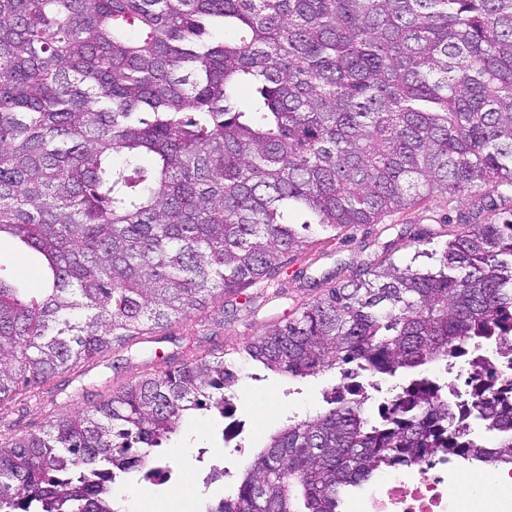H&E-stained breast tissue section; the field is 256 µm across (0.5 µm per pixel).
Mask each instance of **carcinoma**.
I'll use <instances>...</instances> for the list:
<instances>
[{
	"mask_svg": "<svg viewBox=\"0 0 512 512\" xmlns=\"http://www.w3.org/2000/svg\"><path fill=\"white\" fill-rule=\"evenodd\" d=\"M251 91L239 107L241 88ZM461 201L426 267L388 260L240 352L146 375L39 431L0 439V512H123L193 413L224 418L246 365L297 381L353 365L425 374L512 333V0H0V406L263 287L304 233ZM476 396L465 450L512 464V416ZM288 420L204 512H338L340 489L435 448L453 412L419 386ZM1 261L9 262L12 271L19 282L28 288H40L39 279L40 259L37 255L28 253L20 256L14 249L12 243L7 239H2L0 243Z\"/></svg>",
	"mask_w": 512,
	"mask_h": 512,
	"instance_id": "cac0c4a2",
	"label": "carcinoma"
}]
</instances>
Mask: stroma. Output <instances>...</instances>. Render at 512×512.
<instances>
[{"instance_id": "stroma-1", "label": "stroma", "mask_w": 512, "mask_h": 512, "mask_svg": "<svg viewBox=\"0 0 512 512\" xmlns=\"http://www.w3.org/2000/svg\"><path fill=\"white\" fill-rule=\"evenodd\" d=\"M458 210V203L433 198L392 217L393 228L385 233L380 232L378 225L360 224L315 234L307 253L291 260L286 273L277 277L270 287L247 288L233 305L223 295H215L209 304L192 311L167 331L157 332L133 346L131 354H110L81 363L56 377L51 390L40 397L23 395L1 407L0 435L10 437L39 430L59 414L74 412L132 380L200 355L222 352L227 357H236L265 325L294 318L304 304L321 296L323 290L381 260L388 258L399 265H424L422 250L441 249L456 234ZM338 378L334 370L296 382L272 373L260 381L242 377L235 388L240 397L235 417L253 422L258 398L271 393L275 400L266 409L265 423L244 434L245 448L238 453L223 446L224 421L197 416L203 434L188 454L180 455L174 447L163 451L166 458L176 462L178 484L192 488V500L173 499L166 487L157 486L151 494L142 496L140 512H187L190 503L201 505L226 493L229 480L203 485L202 479L210 465L222 462L232 471H240L243 458L259 451L277 424L293 416L302 418L324 411L323 394Z\"/></svg>"}]
</instances>
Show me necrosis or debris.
I'll return each mask as SVG.
<instances>
[{"label":"necrosis or debris","instance_id":"4bbe7bcc","mask_svg":"<svg viewBox=\"0 0 512 512\" xmlns=\"http://www.w3.org/2000/svg\"><path fill=\"white\" fill-rule=\"evenodd\" d=\"M512 347V335L476 350L465 347L455 374L433 373L426 380L437 403L453 411L468 406L477 390L476 379L485 366L496 372L498 388L512 383V354H502V346ZM488 473L494 488L463 484L462 474ZM512 487V465L488 468L482 459L439 448L415 465L390 468L368 480L346 487L341 497V512H458L468 503L470 512H504L500 492Z\"/></svg>","mask_w":512,"mask_h":512}]
</instances>
